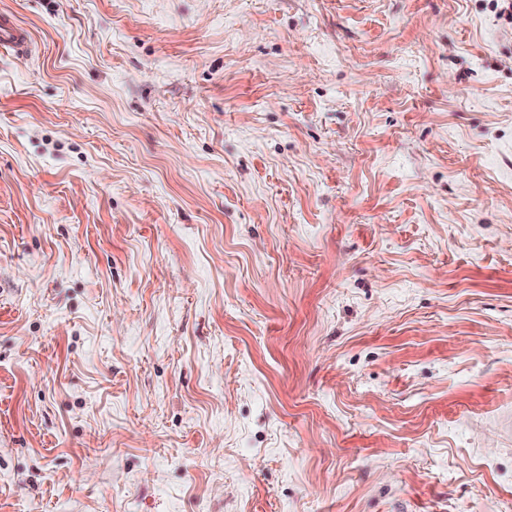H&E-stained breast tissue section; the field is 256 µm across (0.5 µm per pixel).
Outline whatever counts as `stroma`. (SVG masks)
Here are the masks:
<instances>
[{
  "mask_svg": "<svg viewBox=\"0 0 512 512\" xmlns=\"http://www.w3.org/2000/svg\"><path fill=\"white\" fill-rule=\"evenodd\" d=\"M0 512H512L499 0H0ZM0 46L11 48L21 55L28 54L31 51V40L28 30L15 20L1 16Z\"/></svg>",
  "mask_w": 512,
  "mask_h": 512,
  "instance_id": "obj_1",
  "label": "stroma"
}]
</instances>
